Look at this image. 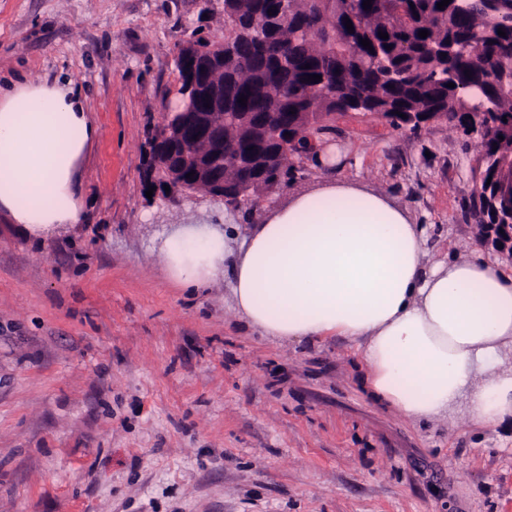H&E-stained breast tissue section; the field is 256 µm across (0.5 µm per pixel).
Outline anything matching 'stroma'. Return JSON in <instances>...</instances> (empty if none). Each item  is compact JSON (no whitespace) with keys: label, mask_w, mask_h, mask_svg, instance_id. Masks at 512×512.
<instances>
[{"label":"stroma","mask_w":512,"mask_h":512,"mask_svg":"<svg viewBox=\"0 0 512 512\" xmlns=\"http://www.w3.org/2000/svg\"><path fill=\"white\" fill-rule=\"evenodd\" d=\"M224 0H0V77L69 80L97 135L79 224L34 236L0 214V512H512V429L414 425L363 388L343 341H274L229 275L180 285L168 225L269 215L147 196L149 138L179 104L192 33ZM329 176L388 193L428 231L427 263L469 246L478 153L450 125L354 117L324 134Z\"/></svg>","instance_id":"obj_1"}]
</instances>
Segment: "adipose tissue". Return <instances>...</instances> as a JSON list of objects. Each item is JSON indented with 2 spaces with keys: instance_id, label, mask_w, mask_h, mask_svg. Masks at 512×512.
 <instances>
[{
  "instance_id": "adipose-tissue-1",
  "label": "adipose tissue",
  "mask_w": 512,
  "mask_h": 512,
  "mask_svg": "<svg viewBox=\"0 0 512 512\" xmlns=\"http://www.w3.org/2000/svg\"><path fill=\"white\" fill-rule=\"evenodd\" d=\"M95 135L70 81L0 85V213L35 235L81 223L76 176ZM427 242L386 194L324 181L239 250L220 230L184 228L163 258L188 287L231 270L238 312L269 339L354 344L364 389L409 421L512 425V268L476 244L429 266Z\"/></svg>"
}]
</instances>
